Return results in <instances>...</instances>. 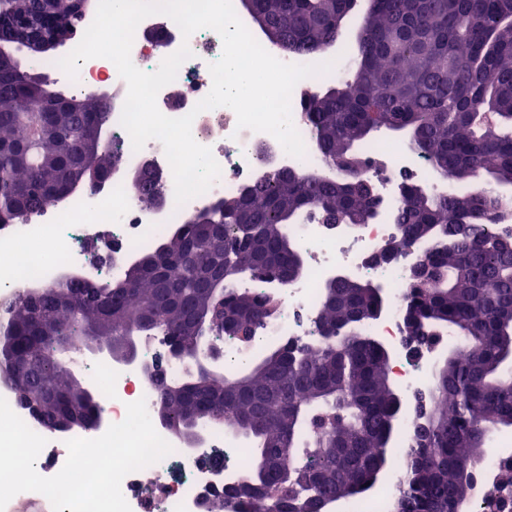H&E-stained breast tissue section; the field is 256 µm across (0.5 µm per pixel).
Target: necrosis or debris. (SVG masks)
<instances>
[{
  "mask_svg": "<svg viewBox=\"0 0 512 512\" xmlns=\"http://www.w3.org/2000/svg\"><path fill=\"white\" fill-rule=\"evenodd\" d=\"M156 26L165 33L160 44L145 37L146 30ZM184 46L189 47L192 56L180 66L175 80L159 91L157 106L172 118L194 114L193 137L210 147L221 168L218 181L206 193L177 205L173 173L162 143L152 139L141 150H133L131 138L120 124L127 84L114 63L104 58L81 62L78 77L71 83L74 90L91 91L103 85L112 88V141L121 149L124 168L108 175L100 190L86 191L64 207L11 225L9 233L0 237V271L5 274L0 281L1 298L16 296L51 277L71 272L93 280L121 281L127 261L137 250L152 246L184 217L236 195L244 185L269 172L292 168L325 170L305 118L304 103L310 91L335 80V73L303 79L293 89L292 121L306 148L305 157L297 158L287 154L271 134L238 128L236 114L229 107L194 113V106L212 87L209 66L222 54V40L214 30L205 28L186 37L168 16H149L135 30L131 59L140 70L152 72ZM363 153L366 173L379 188L374 217L346 230L326 228L313 217L292 225L291 231L305 254L307 273L277 291V311L256 331L251 350L257 352L291 339H313L319 289L332 272L341 271L384 288V310L376 320L364 325L363 332L394 348L389 371L402 394L411 399L427 390L430 370L402 346L409 257L403 253L395 261L381 264L375 263L373 257L398 233L395 217L403 183L426 179L429 164L405 151L387 150L377 142L366 145ZM146 165L162 174V204L144 203L128 186L127 171ZM99 242L111 250V262L94 260L91 247ZM166 348L164 337L143 336L138 340L135 362L118 359L88 368V381L101 402L100 419L92 427L61 432L31 423V430L46 440L35 462L37 473L44 477L56 475L68 456L67 441L103 435L110 425L124 420L127 404L142 399L147 408H154L158 388L146 369ZM156 431L172 451L161 461L123 478L121 491L131 512H207L208 506L219 499L224 502V512H239L237 504L225 498L224 489L242 479L252 464V452L245 441L235 438L226 426L207 429L203 442L193 447L164 425H157ZM414 440V420L404 416L393 460L383 480L368 496L348 502L346 512H391L399 486L408 475V453ZM507 467H512V444L494 440L486 449L475 478L486 490H497L500 475Z\"/></svg>",
  "mask_w": 512,
  "mask_h": 512,
  "instance_id": "necrosis-or-debris-1",
  "label": "necrosis or debris"
}]
</instances>
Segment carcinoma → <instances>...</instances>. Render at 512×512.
Returning <instances> with one entry per match:
<instances>
[{
    "label": "carcinoma",
    "instance_id": "cac0c4a2",
    "mask_svg": "<svg viewBox=\"0 0 512 512\" xmlns=\"http://www.w3.org/2000/svg\"><path fill=\"white\" fill-rule=\"evenodd\" d=\"M269 18L280 48L314 56L340 36L335 21L347 0H253ZM56 20L45 26L39 0H0V221L26 222L55 206L49 191L85 179L89 167L101 177L120 167L108 146L83 152L93 127L109 125L104 96L67 95L47 77L25 69L11 41L15 20L53 43L72 39L84 20L81 0H56ZM354 69L343 84L317 90L304 113L319 151L336 177L282 170L248 185L185 219L167 239L138 256V275L127 287L98 288L92 295L75 279H60L9 304V336L40 379L66 385L59 356L95 319L117 336L158 331L185 351V377L163 399L175 421L188 410L205 413L219 391L224 417L254 449L244 481L256 486L237 497L246 512H314L329 494L360 495V484L377 486L386 470L403 403L391 387L387 359L360 332L382 301L367 287L330 285L319 292L316 342L293 349L282 343L274 358L248 375L252 387L224 390L229 377L204 371L194 355L195 314L224 299L253 317L255 330L274 311L270 296L232 287L209 291L218 270L209 263L203 237L224 236V266L256 262L253 279L289 286L307 274L304 253L289 226L316 211L326 224L337 217L363 224L375 201L363 194L365 161L358 147L381 131L404 136L433 173L469 185L463 194L432 193L413 181L402 186L397 224L400 241L417 238L429 249L428 273L408 282L405 320L415 342L433 345L450 330L462 337L456 355L432 374L427 395L418 396L415 443L408 479L395 512H455L470 496L488 432L512 427V255L499 245L501 212L512 187V0H381L364 22ZM99 403L78 392L47 401L30 416L56 428L67 418L92 425ZM252 410L266 425H245ZM290 437V464L259 465Z\"/></svg>",
    "mask_w": 512,
    "mask_h": 512
}]
</instances>
